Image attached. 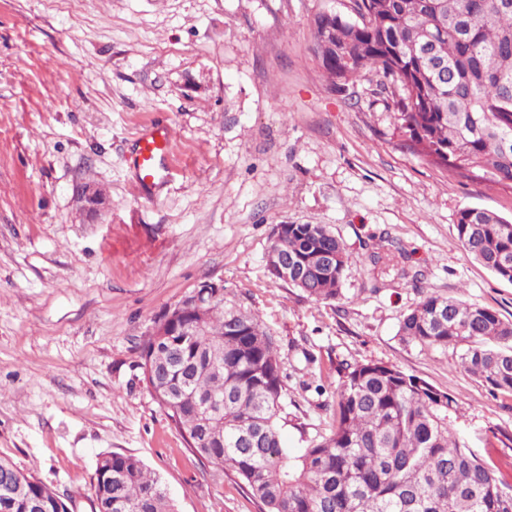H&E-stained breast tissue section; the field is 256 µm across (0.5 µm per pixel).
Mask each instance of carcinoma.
<instances>
[{"mask_svg":"<svg viewBox=\"0 0 512 512\" xmlns=\"http://www.w3.org/2000/svg\"><path fill=\"white\" fill-rule=\"evenodd\" d=\"M320 14L314 54L334 87L364 70L389 79L403 146L470 180L512 183V0H349ZM467 255L512 283V222L459 211ZM336 255V269L321 266ZM285 256L290 286L342 300L350 262L322 224H287L268 257ZM203 336H150L144 380L200 461L234 472L261 512H512V488L453 435L455 401L379 362L345 368L330 432L294 450L282 440L285 383L273 338L251 314L215 305ZM399 335L455 349L460 366L512 395V321L458 298L428 295ZM92 512H177L162 478L138 457L102 454ZM0 512H74V501L0 459Z\"/></svg>","mask_w":512,"mask_h":512,"instance_id":"cac0c4a2","label":"carcinoma"}]
</instances>
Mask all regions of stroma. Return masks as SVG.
<instances>
[{"label":"stroma","mask_w":512,"mask_h":512,"mask_svg":"<svg viewBox=\"0 0 512 512\" xmlns=\"http://www.w3.org/2000/svg\"><path fill=\"white\" fill-rule=\"evenodd\" d=\"M344 0H0V458L90 512L99 455L138 456L179 512H259L187 450L140 368L148 334L198 283L273 337L292 448L328 432L343 369L382 362L456 402L469 447L512 485V396L449 348L398 334L428 294L512 319V284L469 258L465 207L512 220V188L401 144L375 77L331 88L313 19ZM169 127L164 178L127 157ZM104 198L88 216L75 197ZM278 224H323L351 262L343 299L275 280Z\"/></svg>","instance_id":"stroma-1"}]
</instances>
